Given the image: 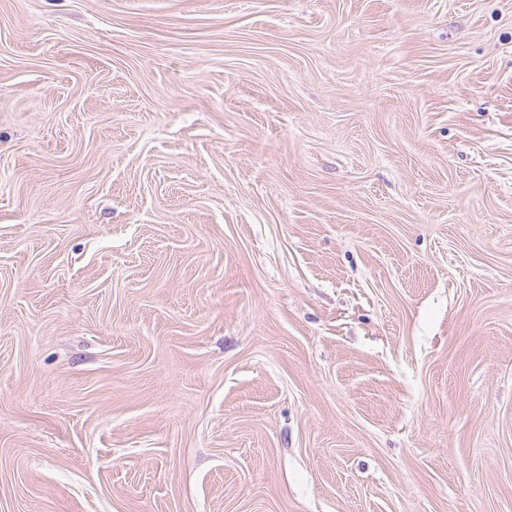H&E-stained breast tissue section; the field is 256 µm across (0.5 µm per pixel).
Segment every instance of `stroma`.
Here are the masks:
<instances>
[{
  "label": "stroma",
  "instance_id": "35a3bbf8",
  "mask_svg": "<svg viewBox=\"0 0 512 512\" xmlns=\"http://www.w3.org/2000/svg\"><path fill=\"white\" fill-rule=\"evenodd\" d=\"M0 512H512V0H0Z\"/></svg>",
  "mask_w": 512,
  "mask_h": 512
}]
</instances>
